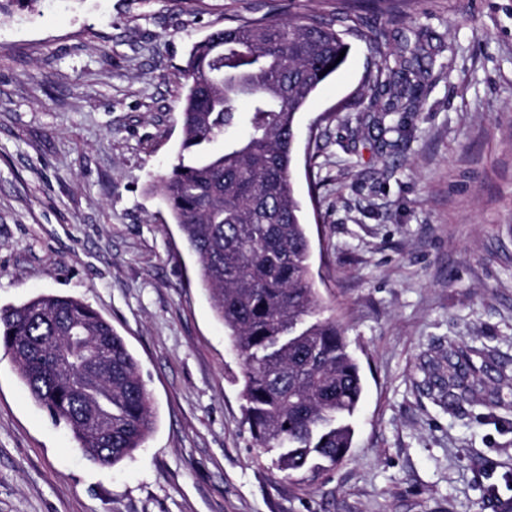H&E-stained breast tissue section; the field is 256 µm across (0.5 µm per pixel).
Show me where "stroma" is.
I'll return each instance as SVG.
<instances>
[{
    "label": "stroma",
    "mask_w": 512,
    "mask_h": 512,
    "mask_svg": "<svg viewBox=\"0 0 512 512\" xmlns=\"http://www.w3.org/2000/svg\"><path fill=\"white\" fill-rule=\"evenodd\" d=\"M361 0L363 36L297 123L310 274L359 360L348 457L296 485L243 422L242 360L150 184L178 162L182 69L233 19L339 0H35L0 7V307L76 298L139 361L154 425L87 459L0 347V512H512V0ZM430 66L388 145L365 80ZM475 399L433 387L455 346Z\"/></svg>",
    "instance_id": "1"
}]
</instances>
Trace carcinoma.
<instances>
[{"label": "carcinoma", "instance_id": "cac0c4a2", "mask_svg": "<svg viewBox=\"0 0 512 512\" xmlns=\"http://www.w3.org/2000/svg\"><path fill=\"white\" fill-rule=\"evenodd\" d=\"M336 21L307 12L295 20L250 18L211 32L191 47L184 67L183 140L178 163L153 188L197 258L209 292L243 360L245 421L256 445L274 453L283 478L301 483L336 466L353 444L354 418L364 396L359 362L344 332L321 304L310 276L311 245L292 188L299 112L345 60L344 35H361L347 0ZM379 57L368 76L373 95L388 96L379 124L402 136L393 114L411 109L410 90L427 69L420 48L404 42ZM332 69H327V66ZM246 128L242 137L230 131ZM222 140L224 150L204 147ZM0 345L32 397L65 422L94 462L113 466L141 447L153 427L151 398L137 359L122 336L78 299L38 295L0 309ZM92 351L112 362V389L93 388L112 418L103 443L83 421L85 395L62 371ZM448 362V393H473L477 369L460 351Z\"/></svg>", "mask_w": 512, "mask_h": 512}]
</instances>
